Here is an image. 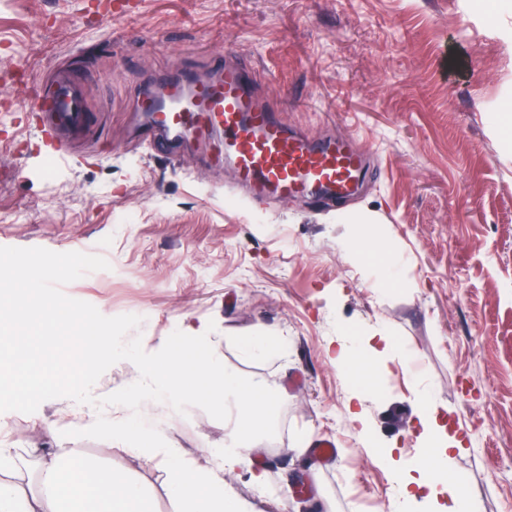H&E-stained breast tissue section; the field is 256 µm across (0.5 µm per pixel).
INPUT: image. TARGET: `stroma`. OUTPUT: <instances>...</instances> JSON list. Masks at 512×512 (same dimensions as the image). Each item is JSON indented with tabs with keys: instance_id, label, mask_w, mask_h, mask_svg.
I'll list each match as a JSON object with an SVG mask.
<instances>
[{
	"instance_id": "1",
	"label": "stroma",
	"mask_w": 512,
	"mask_h": 512,
	"mask_svg": "<svg viewBox=\"0 0 512 512\" xmlns=\"http://www.w3.org/2000/svg\"><path fill=\"white\" fill-rule=\"evenodd\" d=\"M98 0H0V246L104 257L109 269L64 285L107 317L133 314L146 352L186 324L215 322L214 352L229 369L282 396L274 438L253 441L251 467L224 490L249 512H398L395 473L420 451L419 391L445 408L466 448L454 461L483 512L512 504V0H140L103 18ZM250 59L258 95L289 129L354 137L369 172L354 197L329 206L247 197L231 167L184 140L177 158L139 141L136 103L158 70L198 72ZM67 69L90 121L55 164L28 125V88ZM222 198L208 197L211 187ZM404 261L375 289L380 254L349 256L343 214ZM383 332L410 354L374 355L378 393L361 421L356 393L329 359L336 339ZM284 338L266 362L243 360L231 336ZM86 417L70 399L31 414L0 413V445L37 478L32 449L78 451L143 487L168 512L165 473L120 446L70 438ZM167 443L202 459L223 447L224 422L191 407ZM334 440L316 463L310 447ZM392 454L390 466L377 453Z\"/></svg>"
}]
</instances>
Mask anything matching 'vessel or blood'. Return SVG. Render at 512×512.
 I'll list each match as a JSON object with an SVG mask.
<instances>
[{
	"instance_id": "1",
	"label": "vessel or blood",
	"mask_w": 512,
	"mask_h": 512,
	"mask_svg": "<svg viewBox=\"0 0 512 512\" xmlns=\"http://www.w3.org/2000/svg\"><path fill=\"white\" fill-rule=\"evenodd\" d=\"M251 64H215L207 76L189 68L159 74L138 97L150 133L149 148L171 152L184 137L207 144L214 163L230 164L236 184L250 195L274 193L280 201H319L322 190L349 196L366 166L353 139L319 143L292 134L276 108L260 102ZM39 106L35 134L54 157L68 154L69 134L88 114L68 85L53 80L33 92Z\"/></svg>"
}]
</instances>
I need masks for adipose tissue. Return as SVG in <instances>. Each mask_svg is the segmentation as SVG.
<instances>
[{
	"instance_id": "obj_1",
	"label": "adipose tissue",
	"mask_w": 512,
	"mask_h": 512,
	"mask_svg": "<svg viewBox=\"0 0 512 512\" xmlns=\"http://www.w3.org/2000/svg\"><path fill=\"white\" fill-rule=\"evenodd\" d=\"M422 409L417 421L424 454L417 463L398 472V496L409 505L418 496L436 497L447 491L442 512H482L453 468L462 440L450 437L440 408L431 392L421 394ZM41 488L29 493L7 480L17 461L11 449L0 448V512H152L148 499L134 483L111 470L89 464L77 456L39 459Z\"/></svg>"
}]
</instances>
